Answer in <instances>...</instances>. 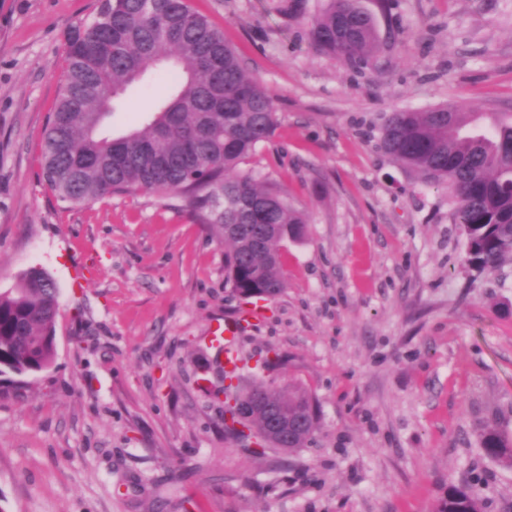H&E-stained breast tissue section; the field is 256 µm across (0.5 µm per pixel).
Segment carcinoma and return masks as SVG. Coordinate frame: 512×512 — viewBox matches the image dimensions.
Returning a JSON list of instances; mask_svg holds the SVG:
<instances>
[{
    "mask_svg": "<svg viewBox=\"0 0 512 512\" xmlns=\"http://www.w3.org/2000/svg\"><path fill=\"white\" fill-rule=\"evenodd\" d=\"M313 46L360 68L382 50L375 15L362 0H326L311 21ZM65 66L58 102L41 146L43 176L60 200L92 203L142 190L179 198L201 224L220 228L232 293L268 299L286 287L282 243L307 231L306 214L275 182L237 170L276 127L271 93L245 72L236 51L188 0H96L89 22L65 35ZM166 92L142 126L117 136L101 132L127 93L152 80ZM379 147L426 184L448 188V218L466 238L465 267L482 275L512 265V114L448 111L393 112L379 127ZM59 288L46 272L27 271L16 288L0 293V376L44 370L54 354ZM224 372V441L265 456L268 413L286 411L297 427L282 441L294 451L313 439L318 421L307 391L278 387L263 373L284 365L278 354L255 367ZM260 401L244 426L239 400ZM482 445L512 461V440L494 428ZM434 512H485L472 486H449Z\"/></svg>",
    "mask_w": 512,
    "mask_h": 512,
    "instance_id": "obj_1",
    "label": "carcinoma"
}]
</instances>
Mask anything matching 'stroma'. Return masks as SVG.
<instances>
[{"instance_id":"35a3bbf8","label":"stroma","mask_w":512,"mask_h":512,"mask_svg":"<svg viewBox=\"0 0 512 512\" xmlns=\"http://www.w3.org/2000/svg\"><path fill=\"white\" fill-rule=\"evenodd\" d=\"M324 3L189 0L274 96L240 171L308 217L238 346L286 357L274 381L319 427L255 458L224 442L209 336L241 302L217 231L177 200L73 205L42 178L64 35L94 0H0V291L33 268L60 288L52 365L0 383V512H432L467 484L512 512V464L481 444L512 439V266L472 277L447 188L377 147L390 112L512 113V0H363L393 40L359 69L311 46ZM482 445L488 455L512 461V440L496 429L489 428L484 431Z\"/></svg>"}]
</instances>
